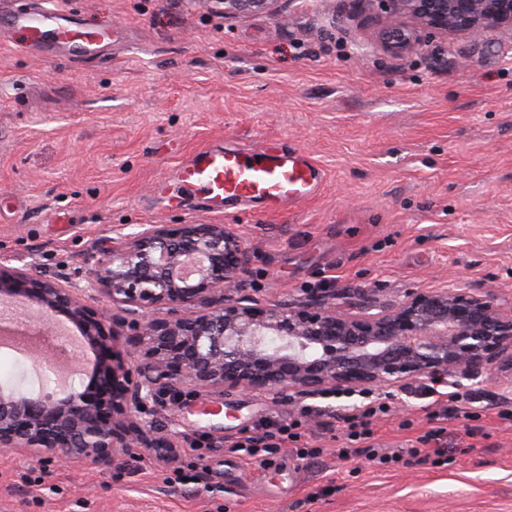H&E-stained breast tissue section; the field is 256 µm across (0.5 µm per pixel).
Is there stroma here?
Wrapping results in <instances>:
<instances>
[{
  "label": "stroma",
  "mask_w": 512,
  "mask_h": 512,
  "mask_svg": "<svg viewBox=\"0 0 512 512\" xmlns=\"http://www.w3.org/2000/svg\"><path fill=\"white\" fill-rule=\"evenodd\" d=\"M123 34L111 54L44 58L22 34L0 42V265H38L69 280L88 252L146 224H225L249 259L241 290L263 303L467 288L512 302V32L480 41L422 34L386 53L378 13L356 0H279L274 11L216 15L209 0H52ZM469 56L467 68L457 65ZM309 152L325 186L276 213L169 206L156 189L205 144L259 137ZM38 334L33 354L0 347V387L50 393L57 376L95 391L97 343L73 351ZM504 371L465 382L487 434L454 448L445 469L379 468L337 457L341 441L310 425L318 459L282 449L262 466L231 452L266 416L301 399L237 393L214 412L207 393L158 417L175 461L141 449L111 468L42 463L0 448V512H512V406ZM427 377L390 386L382 441L424 427ZM200 472L184 486L180 474ZM328 493L316 503L306 497Z\"/></svg>",
  "instance_id": "stroma-1"
}]
</instances>
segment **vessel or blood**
I'll return each instance as SVG.
<instances>
[{
    "mask_svg": "<svg viewBox=\"0 0 512 512\" xmlns=\"http://www.w3.org/2000/svg\"><path fill=\"white\" fill-rule=\"evenodd\" d=\"M20 31L31 48L53 55L66 46L72 58L98 56L112 44L114 30L87 27L75 14L28 0L24 9L0 13V32ZM175 181L177 196L218 213L235 203L273 213L314 198L323 174L312 157L274 141L255 148L208 144L182 161Z\"/></svg>",
    "mask_w": 512,
    "mask_h": 512,
    "instance_id": "b4317fda",
    "label": "vessel or blood"
}]
</instances>
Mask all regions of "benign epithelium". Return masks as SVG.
<instances>
[{
    "label": "benign epithelium",
    "mask_w": 512,
    "mask_h": 512,
    "mask_svg": "<svg viewBox=\"0 0 512 512\" xmlns=\"http://www.w3.org/2000/svg\"><path fill=\"white\" fill-rule=\"evenodd\" d=\"M224 17L272 10L278 0H214ZM383 46L414 51L417 32L478 40L490 28L512 29V0H384ZM89 278L63 287L34 267L0 266V323L16 315L17 298L36 303L46 324L63 313L91 341L115 342L90 315L84 296H106L124 315L112 319L134 344L126 364L107 369L119 398L93 401L67 390L50 399L0 390V446L41 462L91 459L111 467L136 448H170L156 436L158 415L176 418L200 391L217 400L266 390L280 398L325 391H368L404 378L475 379L512 370V306L465 288L410 295L374 309L311 302L259 303L238 288L244 249L224 224H148L88 253ZM167 309L158 319L155 311Z\"/></svg>",
    "instance_id": "obj_1"
}]
</instances>
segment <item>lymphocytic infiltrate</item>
<instances>
[{"mask_svg":"<svg viewBox=\"0 0 512 512\" xmlns=\"http://www.w3.org/2000/svg\"><path fill=\"white\" fill-rule=\"evenodd\" d=\"M446 378H433L426 391L433 401L428 414L429 426L420 430L405 444L390 448L382 444L378 434L377 421L388 415L391 406L388 402L373 398L371 393H364L359 405L353 406L351 412L343 414L346 446L342 449L341 458L365 456L373 465L409 468L417 464L432 463L447 464L448 456V425L455 420H465L464 434L474 439L483 436L484 431L479 427V413L472 411L470 393L460 389L446 390ZM328 407L319 405L302 406L297 417L283 421L275 417L262 419L256 426L255 434L243 437L232 446L233 451L259 464H266L271 457L278 453L284 445L290 444L296 450L297 456L303 459L320 457L321 451L308 447L304 439V423L306 418L322 419L324 428H331Z\"/></svg>","mask_w":512,"mask_h":512,"instance_id":"lymphocytic-infiltrate-1","label":"lymphocytic infiltrate"}]
</instances>
